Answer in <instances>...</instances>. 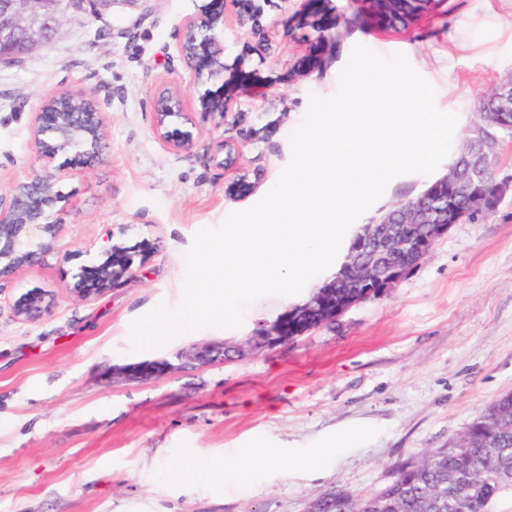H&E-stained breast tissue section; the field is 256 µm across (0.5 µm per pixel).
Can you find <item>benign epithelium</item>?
<instances>
[{
    "mask_svg": "<svg viewBox=\"0 0 512 512\" xmlns=\"http://www.w3.org/2000/svg\"><path fill=\"white\" fill-rule=\"evenodd\" d=\"M242 5L244 16L251 21L250 30L260 31V10L255 0H229ZM213 12L200 20L190 19L178 33V51L194 79L212 80L221 76L223 66L213 46L216 33L224 26V0H215ZM65 17L63 0H0V63L23 59L47 44ZM183 100L176 90L152 98L151 112L156 131L169 139L175 149L192 145L188 131H167L168 119L182 114ZM105 131V116L98 100L68 91L47 97L35 112L34 146L45 169L30 180L15 184L9 198L0 196V276L22 266L41 262L62 224L49 223L47 211L58 202L55 175L51 163L60 155L78 150L76 158L95 153ZM475 180L454 181L452 193L483 207L484 198L474 194ZM367 233L346 257L336 280L328 281L303 304L296 305L271 323H264L249 339V350H272L307 332L311 316L321 315L327 323L351 307L394 288L415 268L436 242L448 234V219L434 204L397 208L376 224L365 225ZM104 260L82 270L83 288L79 292L90 298L104 288L119 285L134 276V257L115 243L103 252ZM44 293L32 291L15 303V312L29 317L42 311ZM239 351L222 343H207L159 363L141 361L114 370L128 381L156 379L175 373L185 364L208 365L223 362L229 352Z\"/></svg>",
    "mask_w": 512,
    "mask_h": 512,
    "instance_id": "obj_1",
    "label": "benign epithelium"
}]
</instances>
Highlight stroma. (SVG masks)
Instances as JSON below:
<instances>
[{
	"label": "stroma",
	"instance_id": "stroma-1",
	"mask_svg": "<svg viewBox=\"0 0 512 512\" xmlns=\"http://www.w3.org/2000/svg\"><path fill=\"white\" fill-rule=\"evenodd\" d=\"M214 0H142L134 9L70 12L55 40L0 64V195L41 172L30 124L61 90L96 96L106 114L96 157L55 159L62 227L41 264L0 278V512H307L329 489L372 493L397 467L447 447L502 394L512 392V189L487 219L453 225L390 293L287 344L159 380L112 378L113 367L173 357L207 342H242L289 307L279 295L246 307L241 327L177 335L135 352L130 324L158 304L183 299V260L195 234L249 209L291 158L290 135L310 94L334 95L355 45L404 53L456 114L453 145L474 120L477 96L512 73V0H448L409 29L361 18L339 40L350 0H258L260 34H247L227 7L217 36L224 71L194 81L175 36ZM178 88L191 131L174 150L153 127L150 103ZM223 98L225 114L198 100ZM245 197L227 195L237 179ZM428 176L393 178L358 219L373 223L414 197ZM135 252V275L90 300L75 291L84 266L108 246ZM41 290L47 307L26 318L15 301ZM370 434L347 447L335 438ZM266 438L282 462L239 487L183 471L194 448L208 461ZM319 459L318 470L297 466Z\"/></svg>",
	"mask_w": 512,
	"mask_h": 512
}]
</instances>
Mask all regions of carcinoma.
<instances>
[{
    "instance_id": "obj_1",
    "label": "carcinoma",
    "mask_w": 512,
    "mask_h": 512,
    "mask_svg": "<svg viewBox=\"0 0 512 512\" xmlns=\"http://www.w3.org/2000/svg\"><path fill=\"white\" fill-rule=\"evenodd\" d=\"M427 6L426 2L417 4V0H390L370 9V13L384 27L397 29L407 27ZM474 111L486 113L493 145H498L501 134L512 133L507 122L499 118V104L490 91L477 97ZM479 164L488 172L478 191L494 197V201L471 213L472 220L492 214L508 191V183L493 173L482 145L466 138L448 165V172L466 179ZM506 494H512V401L499 397L448 447L407 462L392 483L370 494L342 489L322 494L316 499V512H372L369 504L375 498L390 502L387 512H437L431 503L440 497L452 505L450 512H494L496 503Z\"/></svg>"
}]
</instances>
